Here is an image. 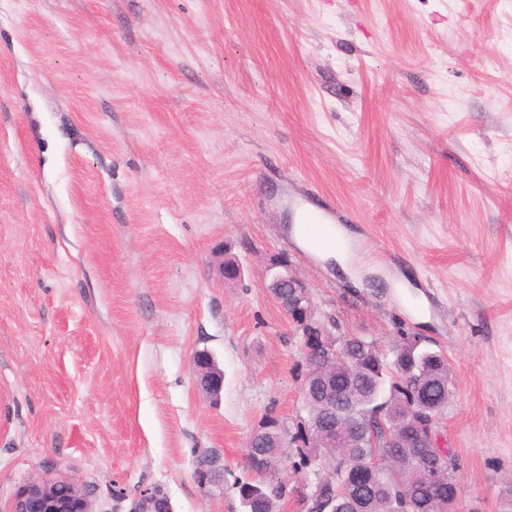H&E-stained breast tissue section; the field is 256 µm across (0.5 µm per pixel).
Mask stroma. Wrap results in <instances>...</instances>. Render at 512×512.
I'll use <instances>...</instances> for the list:
<instances>
[{
    "label": "stroma",
    "instance_id": "obj_1",
    "mask_svg": "<svg viewBox=\"0 0 512 512\" xmlns=\"http://www.w3.org/2000/svg\"><path fill=\"white\" fill-rule=\"evenodd\" d=\"M292 197L336 210L346 261L296 241ZM277 257L338 334L447 355L435 443L500 512L512 0H0V512L64 479L94 512H242L251 432L307 415ZM194 356V362L198 371L197 386L207 396L219 398L224 389V372L215 369L210 365L207 357L198 355ZM131 512H170V506L156 490L146 489L135 501Z\"/></svg>",
    "mask_w": 512,
    "mask_h": 512
}]
</instances>
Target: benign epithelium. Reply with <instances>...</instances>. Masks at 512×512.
<instances>
[{"label":"benign epithelium","mask_w":512,"mask_h":512,"mask_svg":"<svg viewBox=\"0 0 512 512\" xmlns=\"http://www.w3.org/2000/svg\"><path fill=\"white\" fill-rule=\"evenodd\" d=\"M270 282L268 288L275 301L281 300L283 289H288V309L291 310L289 318L294 327L295 335L301 337L305 357L312 367L310 377L303 380L302 387L316 384L324 377L320 369L316 368L319 353L325 350L334 352L335 344L333 333L321 321L315 319L311 294L306 283L295 275L285 259H273L268 266ZM194 362L198 371L197 386L207 396L220 397L224 389V372L210 365L207 357L195 355ZM434 418L428 415L412 417L404 427L414 430L418 435H432V422ZM323 422L311 424L307 421L297 427L291 435L294 445L302 447V439H310L315 433L323 432ZM272 436L274 447L283 446L288 431L282 422L276 420L268 422L264 430H255L251 433L248 444H253L263 434ZM315 478L298 479L297 493L300 512H310L317 493L323 484L324 476L313 472ZM10 512H93L92 504L84 487L72 481H41L25 486L15 497ZM131 512H170L166 498L151 489L144 490L135 501Z\"/></svg>","instance_id":"7a95c632"}]
</instances>
